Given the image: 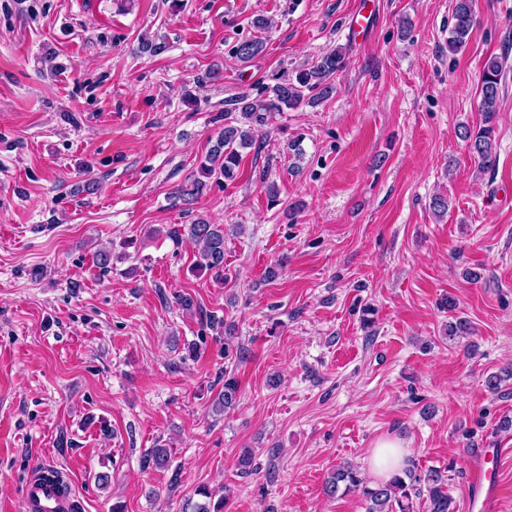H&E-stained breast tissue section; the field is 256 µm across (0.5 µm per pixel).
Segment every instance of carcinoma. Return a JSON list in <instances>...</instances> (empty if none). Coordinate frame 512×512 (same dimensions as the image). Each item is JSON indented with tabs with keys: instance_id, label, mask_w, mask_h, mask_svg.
Listing matches in <instances>:
<instances>
[{
	"instance_id": "cac0c4a2",
	"label": "carcinoma",
	"mask_w": 512,
	"mask_h": 512,
	"mask_svg": "<svg viewBox=\"0 0 512 512\" xmlns=\"http://www.w3.org/2000/svg\"><path fill=\"white\" fill-rule=\"evenodd\" d=\"M452 20L448 32V51L453 53L466 45L474 27V0H454ZM264 48L262 40L253 38L241 43L235 56L245 63L259 56ZM345 57L346 52L342 48L332 49L318 57L311 66L295 71L291 77L277 80L269 87L268 98L254 102L245 96L240 97L236 103L240 125L224 127L201 162L198 174L178 189L176 198L189 202L203 193L210 180L234 178L242 162L241 150L255 143L254 130L266 125L273 112L293 109L304 101L313 103L328 97L333 91L332 81L336 74L346 66ZM502 72L503 61L499 57L491 56L485 61L479 92L482 120L472 129L463 127L461 133L472 156L484 170L496 163L495 133ZM165 234L174 240L183 237L192 240L197 247L198 270L206 271L216 278L224 277V225L196 220L191 224H174ZM238 395L237 379L232 376L225 378L223 388L214 400L215 411L221 413L234 407ZM170 460L168 449L152 448L144 455L142 466L145 469L150 466L165 469L169 467ZM340 490L360 492L366 503V512H414V500L420 498L428 502V512H454L447 478L438 469L421 473L409 465L402 474L370 486L358 469L348 464L341 465L326 481L325 494L333 497Z\"/></svg>"
}]
</instances>
